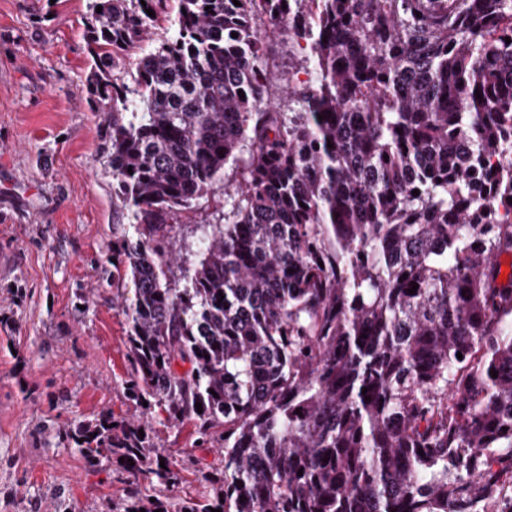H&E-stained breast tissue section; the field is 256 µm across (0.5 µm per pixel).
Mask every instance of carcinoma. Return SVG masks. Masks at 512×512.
<instances>
[{"label": "carcinoma", "mask_w": 512, "mask_h": 512, "mask_svg": "<svg viewBox=\"0 0 512 512\" xmlns=\"http://www.w3.org/2000/svg\"><path fill=\"white\" fill-rule=\"evenodd\" d=\"M239 2L96 0L87 33L130 226L127 395L221 466L176 498L151 421L62 439L131 474L112 512H505L512 0ZM262 19L304 42L309 81L276 73ZM221 189L224 223L177 243ZM224 208L227 210L229 206L224 203V194L216 192L200 199L196 207L192 210L183 211L174 219L171 224H181L183 235L187 230L193 228L196 224H205L210 222L215 224L219 222V218L224 215Z\"/></svg>", "instance_id": "1"}]
</instances>
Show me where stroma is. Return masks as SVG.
<instances>
[{
  "label": "stroma",
  "mask_w": 512,
  "mask_h": 512,
  "mask_svg": "<svg viewBox=\"0 0 512 512\" xmlns=\"http://www.w3.org/2000/svg\"><path fill=\"white\" fill-rule=\"evenodd\" d=\"M94 0H0V512H109L130 480L90 468L57 432L109 410L133 418L112 243L128 220L112 204V114L87 91ZM278 68L309 78L303 54L265 22ZM159 450L203 495L220 464L192 424L152 421Z\"/></svg>",
  "instance_id": "1"
}]
</instances>
